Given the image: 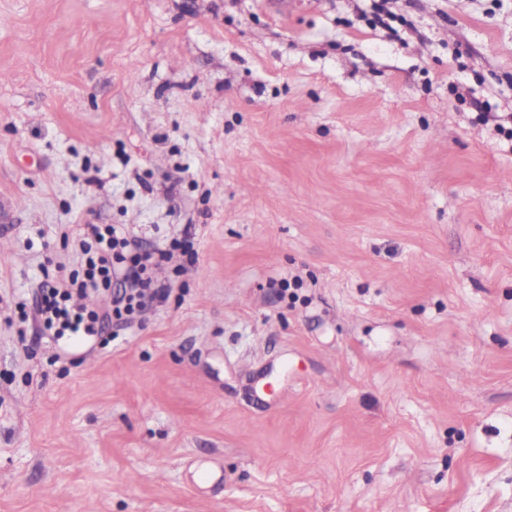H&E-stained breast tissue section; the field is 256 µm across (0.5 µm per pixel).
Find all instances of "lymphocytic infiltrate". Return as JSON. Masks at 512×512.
<instances>
[{
  "label": "lymphocytic infiltrate",
  "instance_id": "f902f5d3",
  "mask_svg": "<svg viewBox=\"0 0 512 512\" xmlns=\"http://www.w3.org/2000/svg\"><path fill=\"white\" fill-rule=\"evenodd\" d=\"M78 271L56 282H44L39 313L46 336L100 335L101 312L117 323L132 324L166 302L170 279L166 265L174 252L196 257L193 238H171L162 247L142 249L123 224H80L75 228ZM101 298L103 309L83 306L88 295Z\"/></svg>",
  "mask_w": 512,
  "mask_h": 512
}]
</instances>
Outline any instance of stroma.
I'll use <instances>...</instances> for the list:
<instances>
[{"mask_svg": "<svg viewBox=\"0 0 512 512\" xmlns=\"http://www.w3.org/2000/svg\"><path fill=\"white\" fill-rule=\"evenodd\" d=\"M0 0V512H512V0ZM190 232L109 345L73 225Z\"/></svg>", "mask_w": 512, "mask_h": 512, "instance_id": "1", "label": "stroma"}]
</instances>
